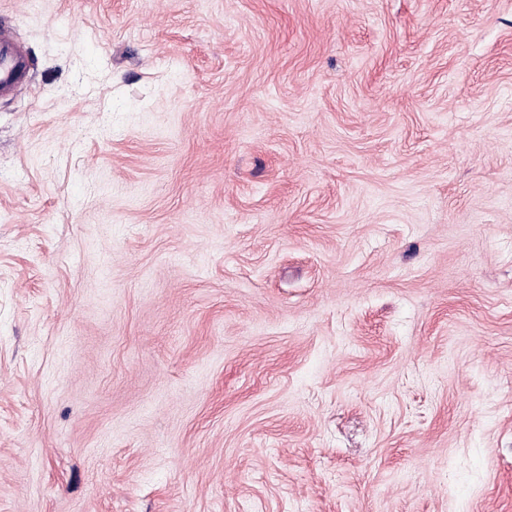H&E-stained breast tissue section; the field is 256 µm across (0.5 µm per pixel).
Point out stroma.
<instances>
[{
    "label": "stroma",
    "instance_id": "1",
    "mask_svg": "<svg viewBox=\"0 0 512 512\" xmlns=\"http://www.w3.org/2000/svg\"><path fill=\"white\" fill-rule=\"evenodd\" d=\"M0 19V512H512V0ZM29 54L14 32L0 24V98L15 94L26 81Z\"/></svg>",
    "mask_w": 512,
    "mask_h": 512
}]
</instances>
